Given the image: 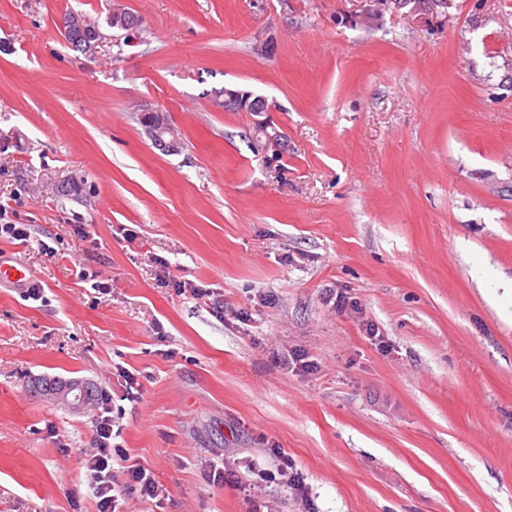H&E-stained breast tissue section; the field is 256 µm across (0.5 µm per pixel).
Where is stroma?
I'll use <instances>...</instances> for the list:
<instances>
[{"instance_id":"obj_1","label":"stroma","mask_w":512,"mask_h":512,"mask_svg":"<svg viewBox=\"0 0 512 512\" xmlns=\"http://www.w3.org/2000/svg\"><path fill=\"white\" fill-rule=\"evenodd\" d=\"M0 204V512H97L43 376L166 488L121 512H512V0H0ZM63 36L67 43L72 39H79L86 42L87 50L95 48L99 40L102 38L98 26L89 19L78 15L71 14L66 17L62 22ZM91 35L96 38L94 43H91ZM100 37V39H99ZM149 112H151V115H153L156 127L164 134L162 135L161 133L150 131L154 144L166 152L177 151L179 148L178 142L171 135V127L165 115L159 110L155 111L151 109ZM58 382L55 378H42L35 381L33 390L36 395L47 396ZM53 395L67 403L72 409L82 412L88 409L92 403V389L89 384L80 381H62L54 389Z\"/></svg>"}]
</instances>
